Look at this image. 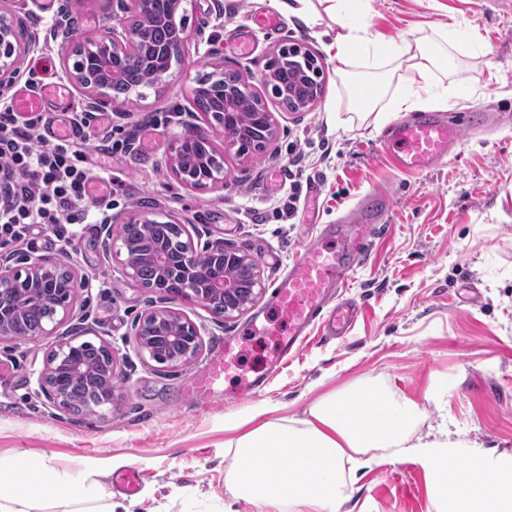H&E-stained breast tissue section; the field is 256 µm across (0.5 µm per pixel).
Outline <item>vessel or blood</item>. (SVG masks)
Returning <instances> with one entry per match:
<instances>
[{
    "mask_svg": "<svg viewBox=\"0 0 512 512\" xmlns=\"http://www.w3.org/2000/svg\"><path fill=\"white\" fill-rule=\"evenodd\" d=\"M461 131V126L446 114L425 112L388 127L384 141L392 148L400 169L421 172L448 156L458 144ZM373 220V214L361 208L352 223L337 225V232L348 245L346 253L328 248L319 239L296 257L274 297L275 309L288 321V335L281 342L282 355L298 353L307 329L321 319H330L337 335L347 333L355 309L343 301L342 295L365 252ZM236 357L234 346L225 344L208 370L191 381L190 391L209 393Z\"/></svg>",
    "mask_w": 512,
    "mask_h": 512,
    "instance_id": "obj_1",
    "label": "vessel or blood"
}]
</instances>
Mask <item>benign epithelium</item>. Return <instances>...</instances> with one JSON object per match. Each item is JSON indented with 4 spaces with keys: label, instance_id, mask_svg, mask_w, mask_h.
Masks as SVG:
<instances>
[{
    "label": "benign epithelium",
    "instance_id": "benign-epithelium-1",
    "mask_svg": "<svg viewBox=\"0 0 512 512\" xmlns=\"http://www.w3.org/2000/svg\"><path fill=\"white\" fill-rule=\"evenodd\" d=\"M106 13L100 32L81 41L74 36L75 26L65 23L49 32L69 81L81 90L87 112L113 108L116 98L112 85L132 71L148 86H161L173 67L184 61L188 37L178 19L182 0H167L165 13H152L154 0H103ZM151 16L168 31L163 41L149 44L151 32L135 24L138 15ZM39 42L36 34H24L14 13L0 12V93L14 83L22 58ZM224 65L210 76L196 80L194 93L213 91L223 79ZM317 58L298 43H285L270 57L263 68L261 82L281 99L288 98V111L309 110L317 99ZM251 112V124L226 141L214 146L210 134L188 129L171 138L166 145V159L175 179L186 189L202 191L224 185V152L260 153L277 134V122L249 78L239 75L236 88L213 100L210 121L217 126L240 110ZM125 223L139 226L135 240L115 233L110 222L101 231L102 247L112 253L122 273L158 298L135 322L132 333L143 358L171 368H179L200 353L203 338L200 327L185 312L170 307L174 302L200 305L215 316L231 320L247 311L263 288L258 263L250 255L217 239L199 249L190 231L191 225L169 220L172 237L154 247L149 245L152 225L142 216L131 213ZM218 263L224 269L199 281V275ZM81 283L75 270L55 257H40L23 268L0 262V342L16 341L17 327L30 309L41 311L36 327L28 339L53 335L67 321L72 302ZM92 342L77 337L59 341L49 352L39 376V387L53 406L74 410L69 382L75 377L93 381L102 404H112L115 397L117 351L112 344L100 342L102 369L89 371L85 357Z\"/></svg>",
    "mask_w": 512,
    "mask_h": 512
}]
</instances>
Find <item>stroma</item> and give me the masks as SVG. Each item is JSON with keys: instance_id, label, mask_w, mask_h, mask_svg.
Instances as JSON below:
<instances>
[{"instance_id": "35a3bbf8", "label": "stroma", "mask_w": 512, "mask_h": 512, "mask_svg": "<svg viewBox=\"0 0 512 512\" xmlns=\"http://www.w3.org/2000/svg\"><path fill=\"white\" fill-rule=\"evenodd\" d=\"M223 17H216L215 2ZM25 30L41 34L26 55L11 95L28 91L29 72L44 84H66L63 95L43 97L40 134L61 133L83 111V95L67 85L55 42L45 34L60 18L61 0H27ZM355 13L382 39L379 61L340 64L330 37L276 8L273 0H184L188 57L161 88L129 94L118 112L90 119L84 147L90 161L125 195L109 216L133 212L160 220L174 216L195 225L200 241L221 239L258 263L263 290L242 315L226 321L198 305L184 310L203 334L199 356L178 369L138 352L132 327L155 296L120 271L100 244L95 224L70 225L71 245L60 251L53 228L35 230L32 244L6 248L12 265L59 256L84 283L72 316L55 335L0 343V463L48 456L62 470L101 472L102 490L124 491L113 480L137 466L142 485L135 512H294L289 504L258 508L230 492L226 475L233 454L224 446L233 427L262 410L303 418L331 392L372 382L415 401L417 425L448 415L461 440L496 456L512 454V0H359ZM272 15L273 28L255 19ZM477 46L454 52L442 30ZM308 48L322 69L321 94L306 112L284 109L270 90L261 95L278 133L256 156L226 153L223 186L191 191L165 162L169 136L186 124L207 123L191 93L205 63L223 57L242 74L258 75L279 43ZM423 42L448 53L447 70L435 71L430 112L452 115L461 141L432 169L408 173L387 158L384 129L400 113L361 117L358 90L381 96L404 90L406 74L395 57L402 42ZM104 140L127 141L105 156ZM305 155L293 166L291 148ZM300 199L293 219L280 218L291 184ZM384 191L387 206L369 232L370 245L345 292L358 316L345 336L312 331L288 364L274 368L279 335L288 322L272 296L289 266L325 225ZM111 342L121 358L113 406L94 413L54 408L38 385L48 352L58 340ZM239 352L210 394L190 393L191 379L209 366L225 342ZM263 376V389L245 392L242 376ZM351 502L361 512H441L430 471L421 460L388 459L359 471Z\"/></svg>"}]
</instances>
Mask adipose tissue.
Returning <instances> with one entry per match:
<instances>
[{
    "mask_svg": "<svg viewBox=\"0 0 512 512\" xmlns=\"http://www.w3.org/2000/svg\"><path fill=\"white\" fill-rule=\"evenodd\" d=\"M326 12L337 28L339 60L377 50L376 37L358 21L351 0H328ZM399 57L408 73L407 89L390 106L409 112L430 94L432 72L446 68L448 57L421 42L405 43ZM420 418L415 401L388 397L370 383L357 384L316 403L308 417L269 421L227 440L234 458L227 483L234 497L258 506L288 502L305 512H337L349 499L367 453L379 452L384 459L416 455L432 468L448 512H512V456L492 468L474 446L467 465H460L463 443L447 421L418 435L414 427ZM53 507L113 512L94 474L74 477L45 457L0 465V512H49Z\"/></svg>",
    "mask_w": 512,
    "mask_h": 512,
    "instance_id": "1",
    "label": "adipose tissue"
}]
</instances>
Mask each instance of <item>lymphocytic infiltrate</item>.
<instances>
[{
	"label": "lymphocytic infiltrate",
	"instance_id": "f902f5d3",
	"mask_svg": "<svg viewBox=\"0 0 512 512\" xmlns=\"http://www.w3.org/2000/svg\"><path fill=\"white\" fill-rule=\"evenodd\" d=\"M38 118H21L12 101L0 98V178L11 198L0 207V246L26 242L35 224H84L111 210V193L92 194L102 175L82 150L84 128L71 122V136L36 137Z\"/></svg>",
	"mask_w": 512,
	"mask_h": 512
}]
</instances>
